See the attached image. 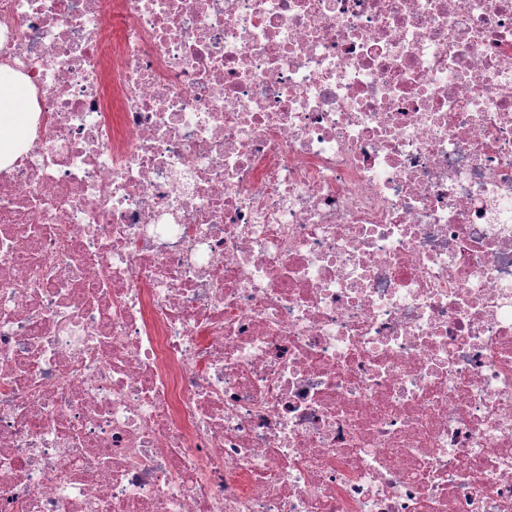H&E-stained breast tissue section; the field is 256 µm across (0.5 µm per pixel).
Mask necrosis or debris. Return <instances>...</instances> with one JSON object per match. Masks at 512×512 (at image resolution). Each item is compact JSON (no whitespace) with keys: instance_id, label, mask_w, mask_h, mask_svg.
Wrapping results in <instances>:
<instances>
[{"instance_id":"necrosis-or-debris-1","label":"necrosis or debris","mask_w":512,"mask_h":512,"mask_svg":"<svg viewBox=\"0 0 512 512\" xmlns=\"http://www.w3.org/2000/svg\"><path fill=\"white\" fill-rule=\"evenodd\" d=\"M0 512H512V0H0ZM28 88L15 72L0 68V162L13 157L26 146L30 112L27 111Z\"/></svg>"}]
</instances>
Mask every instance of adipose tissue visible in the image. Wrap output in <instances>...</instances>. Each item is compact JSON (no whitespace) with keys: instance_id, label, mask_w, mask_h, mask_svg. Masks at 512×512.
I'll return each instance as SVG.
<instances>
[{"instance_id":"obj_1","label":"adipose tissue","mask_w":512,"mask_h":512,"mask_svg":"<svg viewBox=\"0 0 512 512\" xmlns=\"http://www.w3.org/2000/svg\"><path fill=\"white\" fill-rule=\"evenodd\" d=\"M27 96L25 80L9 69L0 68V160L13 157L28 142Z\"/></svg>"}]
</instances>
